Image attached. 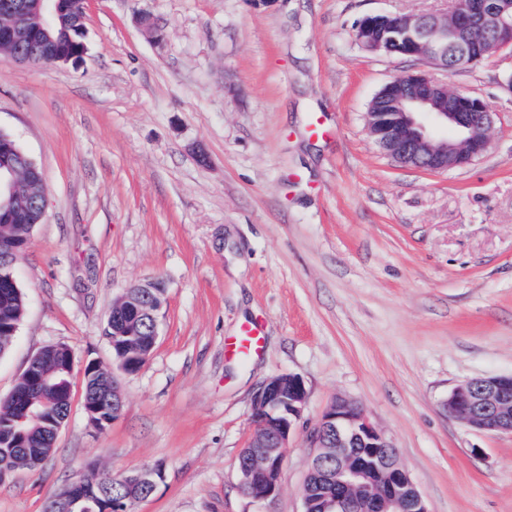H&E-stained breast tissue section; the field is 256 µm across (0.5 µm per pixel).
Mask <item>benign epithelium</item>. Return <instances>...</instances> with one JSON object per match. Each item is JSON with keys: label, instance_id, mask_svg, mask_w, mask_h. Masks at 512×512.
I'll list each match as a JSON object with an SVG mask.
<instances>
[{"label": "benign epithelium", "instance_id": "benign-epithelium-1", "mask_svg": "<svg viewBox=\"0 0 512 512\" xmlns=\"http://www.w3.org/2000/svg\"><path fill=\"white\" fill-rule=\"evenodd\" d=\"M87 0H0V48L31 43L53 63H67L80 56H62L52 43L44 17L60 10L78 24H85ZM356 40L374 53L389 54L393 46L404 56L420 58L428 70L408 72L388 81L371 99L366 112L368 131L379 150L394 162L432 172L467 166L489 149L495 113L480 98L448 87L435 71L448 72L449 47H459L480 57L512 45V0H469L461 9L454 0L444 11L370 14L356 29ZM35 162L20 150L13 161L0 166V207L19 190L17 175L33 169ZM162 284L147 281L127 290L112 308L122 305L151 319L149 336L123 345L119 367L133 372L126 359L145 363L159 337L158 314L163 302ZM307 401L303 380L294 374L267 379L252 402L254 434L248 447L264 452L240 459L238 472L243 492L256 501L275 497L290 438L302 418ZM112 415L85 405L90 419L102 424L117 417L123 394L112 380ZM449 416L481 432L512 434V373L469 379L454 387L443 402ZM313 448L308 476L301 490L303 512L320 504L321 512H429L416 485L399 464L397 451L350 401L338 397L322 413L310 434ZM161 467L125 474L127 495L109 497L91 475L63 486L55 499L64 512H84L94 501L99 512H131L132 506L154 491Z\"/></svg>", "mask_w": 512, "mask_h": 512}]
</instances>
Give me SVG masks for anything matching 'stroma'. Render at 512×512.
Masks as SVG:
<instances>
[{
	"label": "stroma",
	"instance_id": "1",
	"mask_svg": "<svg viewBox=\"0 0 512 512\" xmlns=\"http://www.w3.org/2000/svg\"><path fill=\"white\" fill-rule=\"evenodd\" d=\"M444 6L88 0L81 60L0 52V132L46 197L13 269L26 314L0 356V399L43 348L74 353L55 451L0 483V512H44L92 464L161 467L133 512H303L309 434L338 397L393 444L429 512H512V435L442 407L458 384L512 372V49L448 77L496 114L472 164L406 168L366 129L371 98L425 63L364 49L359 20ZM153 279L166 291L157 345L121 375L118 418L95 424L84 366L115 369L112 303ZM250 324L263 343L244 363L231 344ZM283 373L303 379L306 406L279 494L256 501L238 458L255 392Z\"/></svg>",
	"mask_w": 512,
	"mask_h": 512
}]
</instances>
